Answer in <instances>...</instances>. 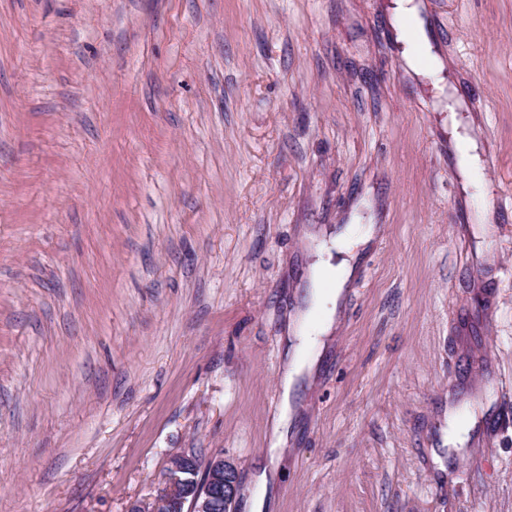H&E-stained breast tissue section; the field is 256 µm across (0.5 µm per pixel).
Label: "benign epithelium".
<instances>
[{
  "mask_svg": "<svg viewBox=\"0 0 512 512\" xmlns=\"http://www.w3.org/2000/svg\"><path fill=\"white\" fill-rule=\"evenodd\" d=\"M198 464L192 456L175 458L153 502L135 505L130 512H231L237 493L236 469L213 456L204 478L196 479Z\"/></svg>",
  "mask_w": 512,
  "mask_h": 512,
  "instance_id": "7a95c632",
  "label": "benign epithelium"
}]
</instances>
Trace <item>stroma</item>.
Returning <instances> with one entry per match:
<instances>
[{
	"mask_svg": "<svg viewBox=\"0 0 512 512\" xmlns=\"http://www.w3.org/2000/svg\"><path fill=\"white\" fill-rule=\"evenodd\" d=\"M415 2L0 0V512H512V0ZM197 467L193 456L175 458L153 502L134 505L130 512H232L237 493L236 469L218 455L208 460L202 480L196 479Z\"/></svg>",
	"mask_w": 512,
	"mask_h": 512,
	"instance_id": "1",
	"label": "stroma"
}]
</instances>
